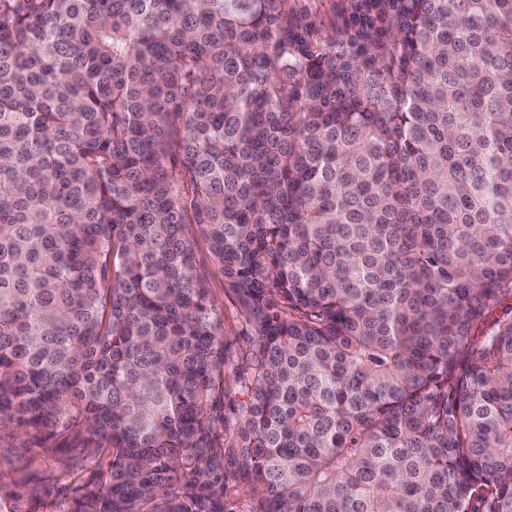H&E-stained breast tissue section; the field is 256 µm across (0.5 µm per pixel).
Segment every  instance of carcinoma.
<instances>
[{"label": "carcinoma", "mask_w": 512, "mask_h": 512, "mask_svg": "<svg viewBox=\"0 0 512 512\" xmlns=\"http://www.w3.org/2000/svg\"><path fill=\"white\" fill-rule=\"evenodd\" d=\"M287 3L0 0V439L72 512H512V0ZM352 0H288V7L299 17L310 40L336 37L345 28ZM185 235L193 244L196 267L208 274L210 297L220 316L219 324L222 336L219 337L224 342V351L232 362L231 366H225L227 377L235 371L234 367L240 362L243 353L248 350L253 337L238 308L235 297L228 289L224 288V273L221 267L214 262L207 245L200 238L196 226L186 224ZM224 394V405L235 396L242 399L240 395L235 394L232 377H227V382L224 383ZM12 440L4 438L0 447V477L21 493L37 489L47 510H67L78 497L80 488L94 480L95 462L70 441L57 438L32 448H10ZM259 496V490H253L247 485H239L228 489L226 504L232 512H249Z\"/></svg>", "instance_id": "1"}]
</instances>
